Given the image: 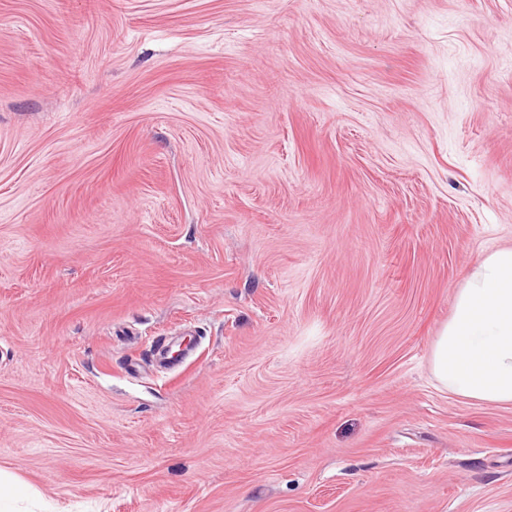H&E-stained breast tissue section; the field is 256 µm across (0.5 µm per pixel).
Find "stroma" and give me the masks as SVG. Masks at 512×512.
I'll return each mask as SVG.
<instances>
[{
  "mask_svg": "<svg viewBox=\"0 0 512 512\" xmlns=\"http://www.w3.org/2000/svg\"><path fill=\"white\" fill-rule=\"evenodd\" d=\"M504 245L512 0H0L18 512H512L431 365ZM156 361L161 365H173L187 353L174 338L164 336L154 349Z\"/></svg>",
  "mask_w": 512,
  "mask_h": 512,
  "instance_id": "1",
  "label": "stroma"
}]
</instances>
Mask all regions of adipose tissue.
I'll return each mask as SVG.
<instances>
[{
  "label": "adipose tissue",
  "mask_w": 512,
  "mask_h": 512,
  "mask_svg": "<svg viewBox=\"0 0 512 512\" xmlns=\"http://www.w3.org/2000/svg\"><path fill=\"white\" fill-rule=\"evenodd\" d=\"M436 380L485 404H512V245L482 257L455 295L432 352Z\"/></svg>",
  "instance_id": "ef3b65f1"
}]
</instances>
